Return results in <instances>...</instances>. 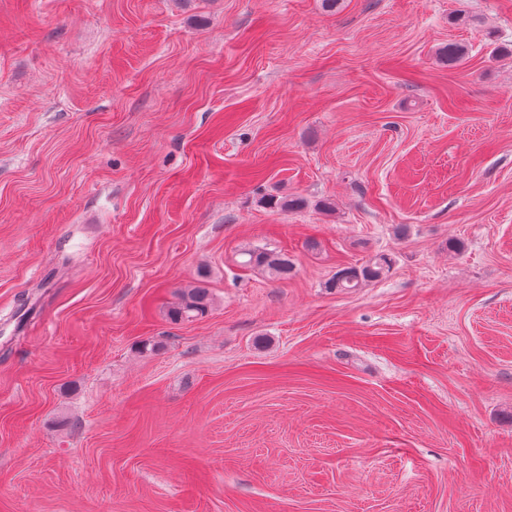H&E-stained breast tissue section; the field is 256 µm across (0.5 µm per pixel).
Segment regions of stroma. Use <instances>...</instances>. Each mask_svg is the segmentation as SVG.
<instances>
[{
	"mask_svg": "<svg viewBox=\"0 0 512 512\" xmlns=\"http://www.w3.org/2000/svg\"><path fill=\"white\" fill-rule=\"evenodd\" d=\"M511 49L512 0H0V512H512ZM248 255L249 260L245 262V265L265 268L271 275L276 277L285 278L291 270V263L284 254L254 250L248 252ZM390 268V258L380 255L371 264L361 268H345L336 277L334 287L358 288L365 281L382 278ZM210 301L208 288L195 285L181 291L179 301L172 309L171 315L176 319L202 317L208 312Z\"/></svg>",
	"mask_w": 512,
	"mask_h": 512,
	"instance_id": "1",
	"label": "stroma"
}]
</instances>
